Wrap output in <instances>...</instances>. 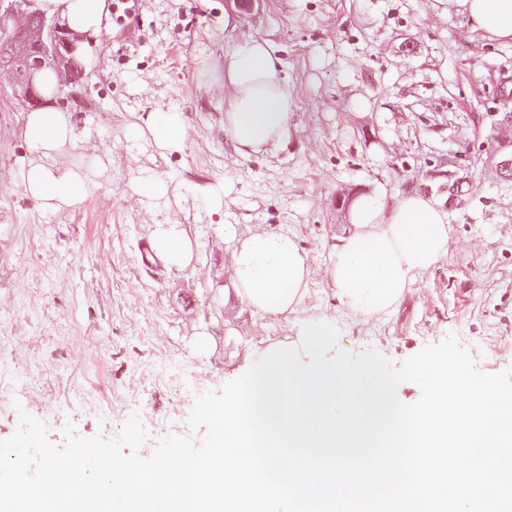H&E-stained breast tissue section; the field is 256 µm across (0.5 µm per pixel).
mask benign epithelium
<instances>
[{
  "label": "benign epithelium",
  "mask_w": 512,
  "mask_h": 512,
  "mask_svg": "<svg viewBox=\"0 0 512 512\" xmlns=\"http://www.w3.org/2000/svg\"><path fill=\"white\" fill-rule=\"evenodd\" d=\"M35 0H0V72L24 90L25 100L41 104V92L34 82L37 74L50 67L59 77L58 92L78 82V51L83 37L53 18L34 9ZM502 131L491 143L496 173L512 180V153L502 147L512 145V119H494Z\"/></svg>",
  "instance_id": "obj_1"
}]
</instances>
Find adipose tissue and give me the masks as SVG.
<instances>
[{"mask_svg": "<svg viewBox=\"0 0 512 512\" xmlns=\"http://www.w3.org/2000/svg\"><path fill=\"white\" fill-rule=\"evenodd\" d=\"M447 2L449 12L473 21L483 38L512 40V0ZM35 6L93 40L109 26L108 0H36ZM279 66L274 45L258 36L236 39L224 56V135L240 156L264 152L288 134L294 100ZM23 135L34 156L20 172L25 192L48 212L81 203L91 186L88 174L53 164L61 148L79 143L71 114L50 106L26 113ZM188 137L187 118L175 109L150 113L143 126L126 135L130 141H152L164 153L182 151ZM350 221L328 276L338 301L357 313L388 312L417 276L448 252V217L421 194L403 196L390 205L371 196L358 197ZM223 231L233 244L231 264L239 297L261 315L298 311L312 269L295 239L262 230L240 238L228 224ZM153 246L178 268L192 258V241L179 224L158 223Z\"/></svg>", "mask_w": 512, "mask_h": 512, "instance_id": "obj_1", "label": "adipose tissue"}]
</instances>
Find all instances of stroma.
<instances>
[{
	"mask_svg": "<svg viewBox=\"0 0 512 512\" xmlns=\"http://www.w3.org/2000/svg\"><path fill=\"white\" fill-rule=\"evenodd\" d=\"M444 0H135L94 50L98 64L63 95L80 142L54 158L90 172L81 203L47 212L20 166L29 106L0 76V387L23 386L44 419L77 404L80 437L117 436L135 413L157 424L189 417L267 348L298 340L303 321L329 317L337 347L375 349L402 363L456 334L478 341L479 370L512 368V183L499 180L492 113L512 112V42L482 39ZM270 40L293 92L287 140L243 158L224 137V87L214 82L240 35ZM176 109L183 152L125 135ZM141 170L171 178L167 199H141ZM457 184L438 190L432 171ZM224 186V221L238 234L285 232L313 270L299 312L254 313L238 296L231 244L203 191ZM385 203L421 193L448 213L447 255L381 316L340 304L326 273L350 228L336 197ZM183 225V268L143 263L158 221ZM193 294L194 306L184 304ZM112 408L111 424L99 417Z\"/></svg>",
	"mask_w": 512,
	"mask_h": 512,
	"instance_id": "obj_1",
	"label": "stroma"
}]
</instances>
